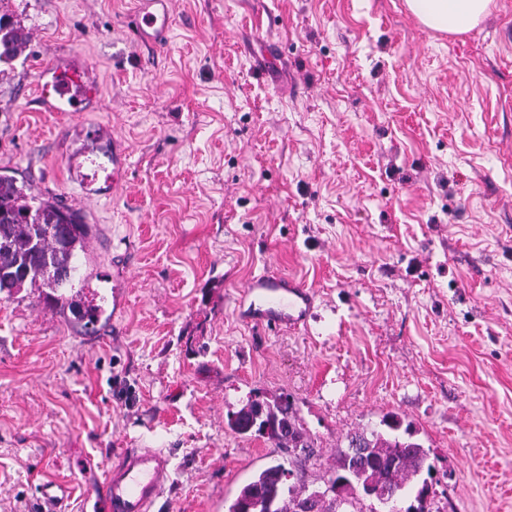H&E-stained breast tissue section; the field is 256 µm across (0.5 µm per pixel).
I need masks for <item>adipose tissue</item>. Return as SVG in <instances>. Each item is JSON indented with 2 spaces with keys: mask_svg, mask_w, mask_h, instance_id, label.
I'll return each instance as SVG.
<instances>
[{
  "mask_svg": "<svg viewBox=\"0 0 512 512\" xmlns=\"http://www.w3.org/2000/svg\"><path fill=\"white\" fill-rule=\"evenodd\" d=\"M492 0H406L408 9L431 30L461 34L486 16Z\"/></svg>",
  "mask_w": 512,
  "mask_h": 512,
  "instance_id": "ef3b65f1",
  "label": "adipose tissue"
}]
</instances>
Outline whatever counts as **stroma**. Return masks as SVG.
Instances as JSON below:
<instances>
[{"mask_svg": "<svg viewBox=\"0 0 512 512\" xmlns=\"http://www.w3.org/2000/svg\"><path fill=\"white\" fill-rule=\"evenodd\" d=\"M164 47L134 0H0L27 38L0 62V174L91 226L64 293H0V512L66 490L83 512L119 448H161L152 512H227L287 449L227 414L290 396L322 487L389 413L434 467L437 512H512V0L467 34L405 0H173ZM84 59L80 112L40 70ZM125 182L106 189L112 153ZM301 283L294 329L247 323L261 275ZM121 283L122 300L112 298ZM48 304L53 307L60 306L62 309H65L67 306L80 321H85L84 324L87 327L97 322L100 313V307L98 305H80L79 303H73V301H69L63 294L50 296L48 298Z\"/></svg>", "mask_w": 512, "mask_h": 512, "instance_id": "35a3bbf8", "label": "stroma"}]
</instances>
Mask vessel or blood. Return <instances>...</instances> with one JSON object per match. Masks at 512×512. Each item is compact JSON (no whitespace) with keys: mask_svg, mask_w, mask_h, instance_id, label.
<instances>
[{"mask_svg":"<svg viewBox=\"0 0 512 512\" xmlns=\"http://www.w3.org/2000/svg\"><path fill=\"white\" fill-rule=\"evenodd\" d=\"M171 25L170 0H139L131 20L133 34L161 47ZM45 106L52 112L81 111L85 98L82 83H68L62 70L50 63L43 73ZM253 321L295 325L312 309L303 287L277 277L254 278L246 291ZM170 480L169 459L160 448H124L108 471L105 483L94 498L95 512H150Z\"/></svg>","mask_w":512,"mask_h":512,"instance_id":"1","label":"vessel or blood"}]
</instances>
